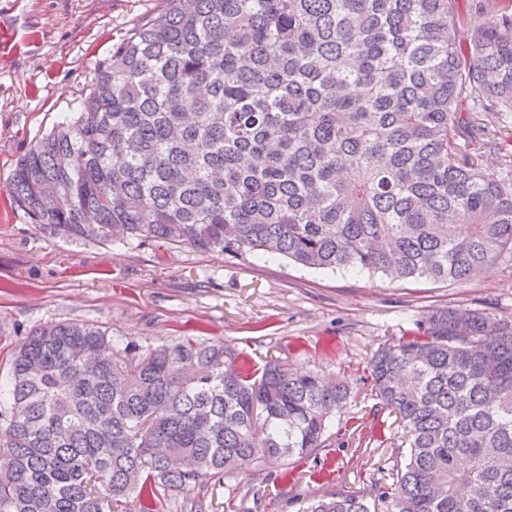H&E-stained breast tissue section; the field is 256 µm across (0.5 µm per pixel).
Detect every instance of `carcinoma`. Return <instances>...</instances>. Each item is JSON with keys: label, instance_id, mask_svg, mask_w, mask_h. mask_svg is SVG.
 Masks as SVG:
<instances>
[{"label": "carcinoma", "instance_id": "1", "mask_svg": "<svg viewBox=\"0 0 512 512\" xmlns=\"http://www.w3.org/2000/svg\"><path fill=\"white\" fill-rule=\"evenodd\" d=\"M475 6L464 50L458 0H167L18 161L11 198L67 237L466 283L512 253V152L490 176L480 136L481 113H512V3ZM125 350L95 323L18 344L0 512H160L311 454L348 394L194 339ZM371 379L406 431L396 480L301 512H512L511 315L437 312L377 350Z\"/></svg>", "mask_w": 512, "mask_h": 512}]
</instances>
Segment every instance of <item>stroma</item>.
I'll return each mask as SVG.
<instances>
[{"label": "stroma", "instance_id": "obj_1", "mask_svg": "<svg viewBox=\"0 0 512 512\" xmlns=\"http://www.w3.org/2000/svg\"><path fill=\"white\" fill-rule=\"evenodd\" d=\"M166 0H0V376L19 341L48 323H95L116 350L192 337L260 365L346 379L350 397L321 448L168 497L163 512H298L305 497L393 480L403 430L371 393L379 346L448 307L512 315V260L463 284L397 281L282 258H231L185 245L100 243L32 224L10 197L17 161L69 117L93 69Z\"/></svg>", "mask_w": 512, "mask_h": 512}]
</instances>
